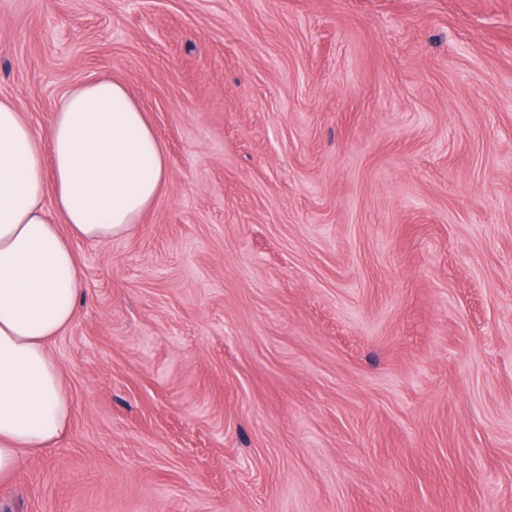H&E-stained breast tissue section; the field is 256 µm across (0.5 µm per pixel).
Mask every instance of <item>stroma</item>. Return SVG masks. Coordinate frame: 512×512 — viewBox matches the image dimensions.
<instances>
[{
    "label": "stroma",
    "mask_w": 512,
    "mask_h": 512,
    "mask_svg": "<svg viewBox=\"0 0 512 512\" xmlns=\"http://www.w3.org/2000/svg\"><path fill=\"white\" fill-rule=\"evenodd\" d=\"M101 78L169 177L0 512H512V0H0L39 137Z\"/></svg>",
    "instance_id": "stroma-1"
}]
</instances>
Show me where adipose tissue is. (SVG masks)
I'll use <instances>...</instances> for the list:
<instances>
[{
    "label": "adipose tissue",
    "mask_w": 512,
    "mask_h": 512,
    "mask_svg": "<svg viewBox=\"0 0 512 512\" xmlns=\"http://www.w3.org/2000/svg\"><path fill=\"white\" fill-rule=\"evenodd\" d=\"M167 180L163 145L121 83L71 91L44 139L0 99V481L69 427L50 345L77 315L73 240L130 234Z\"/></svg>",
    "instance_id": "adipose-tissue-1"
}]
</instances>
